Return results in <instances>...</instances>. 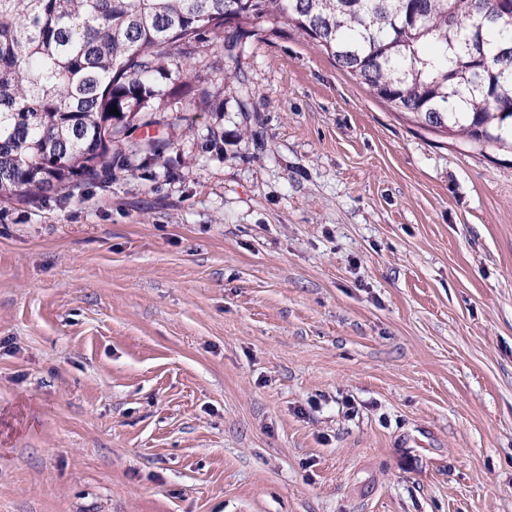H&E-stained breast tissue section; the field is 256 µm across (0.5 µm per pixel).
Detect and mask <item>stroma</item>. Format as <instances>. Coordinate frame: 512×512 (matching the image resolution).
Listing matches in <instances>:
<instances>
[{
    "mask_svg": "<svg viewBox=\"0 0 512 512\" xmlns=\"http://www.w3.org/2000/svg\"><path fill=\"white\" fill-rule=\"evenodd\" d=\"M247 29L0 203V512H512V149Z\"/></svg>",
    "mask_w": 512,
    "mask_h": 512,
    "instance_id": "obj_1",
    "label": "stroma"
}]
</instances>
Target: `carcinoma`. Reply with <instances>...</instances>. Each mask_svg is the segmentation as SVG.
<instances>
[{"label":"carcinoma","instance_id":"carcinoma-1","mask_svg":"<svg viewBox=\"0 0 512 512\" xmlns=\"http://www.w3.org/2000/svg\"><path fill=\"white\" fill-rule=\"evenodd\" d=\"M497 0H0V199L71 193L112 167V144L224 33L288 22L398 112L477 147L512 148V24ZM116 107L118 113L110 112Z\"/></svg>","mask_w":512,"mask_h":512}]
</instances>
